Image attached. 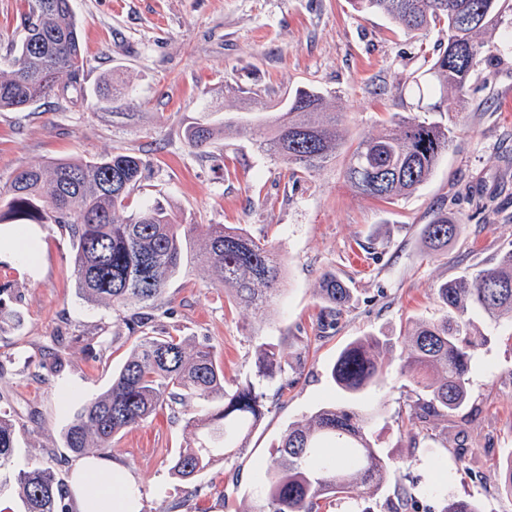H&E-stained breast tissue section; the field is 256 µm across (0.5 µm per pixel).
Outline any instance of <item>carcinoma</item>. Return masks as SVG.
I'll use <instances>...</instances> for the list:
<instances>
[{
    "instance_id": "1",
    "label": "carcinoma",
    "mask_w": 512,
    "mask_h": 512,
    "mask_svg": "<svg viewBox=\"0 0 512 512\" xmlns=\"http://www.w3.org/2000/svg\"><path fill=\"white\" fill-rule=\"evenodd\" d=\"M355 10L386 16L415 35L437 25L448 28V46L413 80L418 98L463 95L474 67L491 56L478 33L502 8L500 0H353ZM23 35L12 58L0 69V111H22L56 97L70 104L84 98L86 61L72 0H21ZM484 18L482 24L465 21ZM342 113L331 112L324 96L300 88L273 122V134L260 144L298 177L343 153L345 178L356 192L391 203L412 193L431 177L448 150L450 130L440 121L394 115L390 127L345 146L338 132ZM214 131L196 126L187 132L195 149L207 147ZM142 160L132 153L53 162L18 171L0 188V223L54 224L72 244L76 286L89 303H104L135 339L127 359L103 393L86 401L64 432L66 448L76 454L108 448L120 432L145 422L157 409L186 399L208 403L185 421L188 438L173 459L171 472L191 483L219 459L242 447L264 415L263 395L250 383L229 392L224 368L209 340L157 332L172 279L190 265L209 273V284L230 291L234 300L260 309L281 292L282 262L274 247L242 228L177 224L160 202L130 209V197L144 176ZM461 225L438 214L421 234L432 251L448 247ZM318 295L320 328L336 325L351 300L350 289L331 273L323 275ZM444 315L415 324L411 349L401 373L428 394L413 405L416 417L437 421L465 402L472 351L469 313L512 319V251L491 267L479 269L436 289ZM256 367L273 378L284 369L276 345L255 337ZM383 342L368 335L337 355L330 377L345 403L320 408L307 421L288 428L276 456L263 470L261 505L252 512H324L357 484L377 493L394 464L368 438L373 414L348 405L383 377ZM17 420L0 407V492L9 489L20 512H69L62 484L50 466H15ZM443 512H479L470 498L453 499Z\"/></svg>"
}]
</instances>
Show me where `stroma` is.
<instances>
[{
	"label": "stroma",
	"instance_id": "35a3bbf8",
	"mask_svg": "<svg viewBox=\"0 0 512 512\" xmlns=\"http://www.w3.org/2000/svg\"><path fill=\"white\" fill-rule=\"evenodd\" d=\"M73 8L87 59L85 100L75 106L50 97L0 111V185L29 167L130 152L145 165L132 207L159 201L182 224L243 228L284 260L282 291L261 313L209 287L196 267L169 284L175 313L161 318L159 330L208 337L225 387L252 383L265 413L235 456L199 477L194 496L170 462L199 401L160 409L117 435L101 454L135 476L142 512H249L281 437L337 399L329 369L348 342L367 334L388 340V367L363 404L374 410L373 441L399 472L376 496L357 487L328 512H391L400 485L426 512H441L447 494L477 499L481 512H512L498 469L512 451V320L472 312L475 332L488 341L473 358L466 403L448 420L422 427L409 409L418 392L399 372L409 323L440 315L435 288L512 250V43L503 39L512 5L481 34L495 49L471 72L465 95H449L437 113L411 86L447 47V28L413 37L382 15L358 13L352 0H73ZM114 75L128 98L107 106L98 94ZM236 86L242 95H233ZM300 87L321 92L342 113L349 144L396 114L441 117L454 138L431 178L391 204L353 191L339 158L294 179L259 144ZM228 120L248 122L247 135L224 137ZM199 124L217 135L196 150L187 131ZM440 212L463 229L434 256L420 229ZM18 230L0 224V295L19 315L0 328V406L18 420V462L45 461L65 482L75 459L65 429L111 385L133 342L113 340L111 309L79 295L64 231L25 225L34 254L27 268L8 255ZM328 272L352 297L324 333L317 290ZM257 336L277 344L284 380L257 375ZM420 429L424 438L410 445L409 431ZM459 447L468 450L462 471Z\"/></svg>",
	"mask_w": 512,
	"mask_h": 512
}]
</instances>
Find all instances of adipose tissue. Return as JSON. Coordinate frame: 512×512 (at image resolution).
<instances>
[{"label":"adipose tissue","mask_w":512,"mask_h":512,"mask_svg":"<svg viewBox=\"0 0 512 512\" xmlns=\"http://www.w3.org/2000/svg\"><path fill=\"white\" fill-rule=\"evenodd\" d=\"M68 499L72 512H141L139 487L131 472L104 457L74 460Z\"/></svg>","instance_id":"obj_1"}]
</instances>
